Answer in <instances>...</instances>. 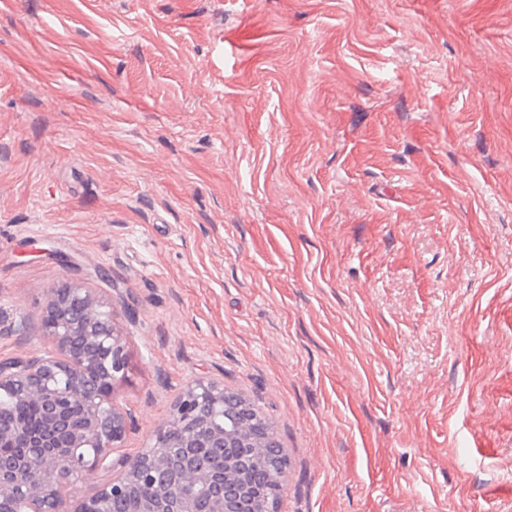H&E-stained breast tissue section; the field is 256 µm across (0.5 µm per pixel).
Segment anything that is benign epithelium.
I'll return each mask as SVG.
<instances>
[{
	"label": "benign epithelium",
	"mask_w": 512,
	"mask_h": 512,
	"mask_svg": "<svg viewBox=\"0 0 512 512\" xmlns=\"http://www.w3.org/2000/svg\"><path fill=\"white\" fill-rule=\"evenodd\" d=\"M44 335L55 353L49 356L0 361V395L43 405L44 426L29 437V453L13 460L0 456V497L17 501V512H112L136 486L147 497L145 512H273L271 498L254 494L242 479L241 458L253 470L273 462L280 471L287 459L279 448H256L252 430H237L235 448L199 469L183 462L168 464L160 445L169 435L182 433L187 442L208 441L224 446V429L212 418L224 413V386L199 381L180 398L171 420L145 448L106 484L75 501L61 491L44 488L63 471L76 481L90 482L106 449L125 433L126 420L112 405L114 386L128 378L126 344L114 326L112 301L75 284L49 290L43 315ZM204 398L210 417L184 425L193 404Z\"/></svg>",
	"instance_id": "7a95c632"
}]
</instances>
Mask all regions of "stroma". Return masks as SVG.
I'll return each mask as SVG.
<instances>
[{
    "label": "stroma",
    "instance_id": "1",
    "mask_svg": "<svg viewBox=\"0 0 512 512\" xmlns=\"http://www.w3.org/2000/svg\"><path fill=\"white\" fill-rule=\"evenodd\" d=\"M112 299L135 456L198 381L279 512H512V0H0V359Z\"/></svg>",
    "mask_w": 512,
    "mask_h": 512
}]
</instances>
